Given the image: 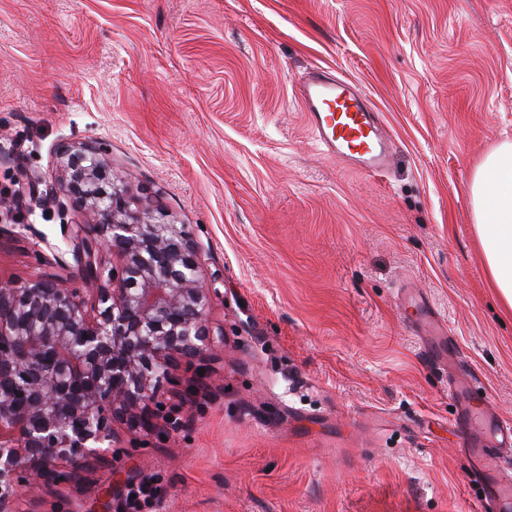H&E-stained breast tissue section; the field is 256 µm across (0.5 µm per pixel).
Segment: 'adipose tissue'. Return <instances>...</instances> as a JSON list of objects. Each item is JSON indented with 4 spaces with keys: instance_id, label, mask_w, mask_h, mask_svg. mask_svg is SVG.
<instances>
[{
    "instance_id": "ef3b65f1",
    "label": "adipose tissue",
    "mask_w": 512,
    "mask_h": 512,
    "mask_svg": "<svg viewBox=\"0 0 512 512\" xmlns=\"http://www.w3.org/2000/svg\"><path fill=\"white\" fill-rule=\"evenodd\" d=\"M470 204L490 285L512 308V141L500 142L477 166Z\"/></svg>"
}]
</instances>
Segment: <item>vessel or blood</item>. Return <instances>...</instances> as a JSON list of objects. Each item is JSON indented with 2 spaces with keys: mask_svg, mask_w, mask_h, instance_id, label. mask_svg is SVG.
Listing matches in <instances>:
<instances>
[{
  "mask_svg": "<svg viewBox=\"0 0 512 512\" xmlns=\"http://www.w3.org/2000/svg\"><path fill=\"white\" fill-rule=\"evenodd\" d=\"M297 98L306 108L308 125L326 155L343 159L362 172L379 175L390 159V142L382 132V114L362 89L341 78L316 73L299 86ZM408 322L427 339L443 336L442 322L426 303L417 297L404 298ZM448 393L461 405L464 420L458 439L469 448L473 459L484 454L476 422L484 411L471 397L469 381L450 385ZM488 498L498 512H512V480L495 479L489 484Z\"/></svg>",
  "mask_w": 512,
  "mask_h": 512,
  "instance_id": "1",
  "label": "vessel or blood"
}]
</instances>
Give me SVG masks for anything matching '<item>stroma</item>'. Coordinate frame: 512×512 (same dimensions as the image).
Returning <instances> with one entry per match:
<instances>
[{"mask_svg": "<svg viewBox=\"0 0 512 512\" xmlns=\"http://www.w3.org/2000/svg\"><path fill=\"white\" fill-rule=\"evenodd\" d=\"M321 67L383 112L379 176L322 155L295 97ZM512 140V0H0V281L73 265L44 198L56 151L105 148L129 205L184 225L219 276L207 388L158 389L77 480L16 512H480L448 387L512 423V312L468 187ZM418 290L454 361L403 317Z\"/></svg>", "mask_w": 512, "mask_h": 512, "instance_id": "1", "label": "stroma"}]
</instances>
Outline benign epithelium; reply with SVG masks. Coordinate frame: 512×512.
I'll list each match as a JSON object with an SVG mask.
<instances>
[{
  "label": "benign epithelium",
  "instance_id": "7a95c632",
  "mask_svg": "<svg viewBox=\"0 0 512 512\" xmlns=\"http://www.w3.org/2000/svg\"><path fill=\"white\" fill-rule=\"evenodd\" d=\"M50 189L72 202L66 235L86 288L61 275L0 283V512H15L22 481L76 476L114 424L154 427L161 380L224 342L200 248L163 210L129 208L105 150H59Z\"/></svg>",
  "mask_w": 512,
  "mask_h": 512
}]
</instances>
